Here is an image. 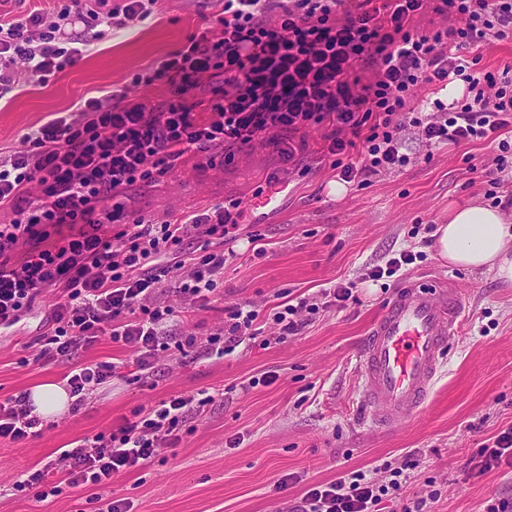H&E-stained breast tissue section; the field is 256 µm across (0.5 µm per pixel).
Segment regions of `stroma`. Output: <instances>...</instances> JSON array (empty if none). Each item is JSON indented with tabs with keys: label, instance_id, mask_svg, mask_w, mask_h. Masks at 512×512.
Returning a JSON list of instances; mask_svg holds the SVG:
<instances>
[{
	"label": "stroma",
	"instance_id": "obj_1",
	"mask_svg": "<svg viewBox=\"0 0 512 512\" xmlns=\"http://www.w3.org/2000/svg\"><path fill=\"white\" fill-rule=\"evenodd\" d=\"M221 8L220 0H157L150 17L94 42L75 66L44 83L24 82L13 98L0 101V154L21 150L23 134L50 114L73 112L80 99L107 94L153 67ZM461 56L474 60V72L498 73L512 68V40H493ZM305 135L309 153L294 165L281 164L275 150L259 142L212 167L188 154L158 182L112 199V207L155 222L229 200L244 211L215 297L170 324V336L194 335L198 347L180 363L159 362L152 383L137 380L134 354L106 336L75 361L23 364L29 344L45 331L55 290L0 331V402L47 381L65 383L77 362L120 368L78 411L46 420L38 436L0 439V512H79L87 490L38 502L17 483L53 461L57 449L107 432L134 409L203 390L214 400L192 432L99 489L98 508L119 497L130 512H287L310 484L371 468L383 480L410 457L418 465L384 512H401L404 501L434 489L441 493L434 512H483L488 499L512 498V469L480 473L470 465L478 443L512 424V282L449 266L427 231L447 223L449 206L469 200L497 205L512 223V176L493 198L482 177L497 148L483 141L430 148L411 139L408 166L348 183L338 195L332 187L339 173L319 153L322 129L310 127ZM403 250L417 253V260L394 276L367 279L370 269ZM435 277L465 291L469 315L420 416L372 431L364 424L356 362L366 328L401 281ZM349 282L356 302L308 314L297 335L277 341L272 316L280 304ZM245 301L259 312L256 338L221 358L206 353L201 343L222 325L225 304ZM267 373L276 377L268 386L259 382ZM253 378L258 384L252 388ZM289 473L293 481L275 491Z\"/></svg>",
	"mask_w": 512,
	"mask_h": 512
}]
</instances>
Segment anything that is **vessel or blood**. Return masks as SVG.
Listing matches in <instances>:
<instances>
[{
    "label": "vessel or blood",
    "instance_id": "b4317fda",
    "mask_svg": "<svg viewBox=\"0 0 512 512\" xmlns=\"http://www.w3.org/2000/svg\"><path fill=\"white\" fill-rule=\"evenodd\" d=\"M464 316L465 294L452 282L397 286L371 322L358 358L374 427L388 429L420 415Z\"/></svg>",
    "mask_w": 512,
    "mask_h": 512
}]
</instances>
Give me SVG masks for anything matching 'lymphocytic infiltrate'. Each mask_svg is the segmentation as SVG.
Masks as SVG:
<instances>
[{"label":"lymphocytic infiltrate","mask_w":512,"mask_h":512,"mask_svg":"<svg viewBox=\"0 0 512 512\" xmlns=\"http://www.w3.org/2000/svg\"><path fill=\"white\" fill-rule=\"evenodd\" d=\"M155 0H68L55 15L33 10L0 20V99L21 86V74L45 82L75 65L106 31L143 21ZM441 24L418 31L425 14ZM86 36L65 32L71 19ZM512 40V0H224L214 22L180 49L134 78L164 83L160 100L133 97L129 86L81 100L77 116L55 115L23 135L24 147L0 158V328L17 324L47 289L58 293L47 329L36 340L34 363L72 359L99 337L136 355L139 377L151 379L159 348L178 304L201 308L224 278L226 245L240 235L237 202L217 204L172 221H124L109 201L173 170L185 155L206 162L261 139L283 163L306 153L304 131L324 130L323 154L342 180L392 172L410 162V129L425 145L477 140L512 150V77L468 73L461 50L486 40ZM456 76L466 93L455 106L433 101L407 117L422 85ZM365 143L368 165L344 157ZM116 224L115 232L105 227ZM70 233L54 241L62 227ZM31 249L14 260L19 244ZM183 259L189 271L173 289L161 283L164 264ZM225 324L205 341L224 355L247 339L259 314L251 303L224 308ZM110 362L80 364L67 383L78 401L115 374ZM209 397L172 396L141 406L108 432L61 449L50 470L21 481L36 501L68 489H101L177 445L202 418ZM42 421L28 396L0 403V438L21 441ZM57 475L48 482L47 472ZM402 473L379 483L367 471L340 473L309 485L294 512H379L396 498Z\"/></svg>","instance_id":"lymphocytic-infiltrate-1"}]
</instances>
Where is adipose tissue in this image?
I'll return each instance as SVG.
<instances>
[{
	"label": "adipose tissue",
	"mask_w": 512,
	"mask_h": 512,
	"mask_svg": "<svg viewBox=\"0 0 512 512\" xmlns=\"http://www.w3.org/2000/svg\"><path fill=\"white\" fill-rule=\"evenodd\" d=\"M438 253L449 265L494 272L512 281V225L493 207L462 203L437 229Z\"/></svg>",
	"instance_id": "1"
}]
</instances>
